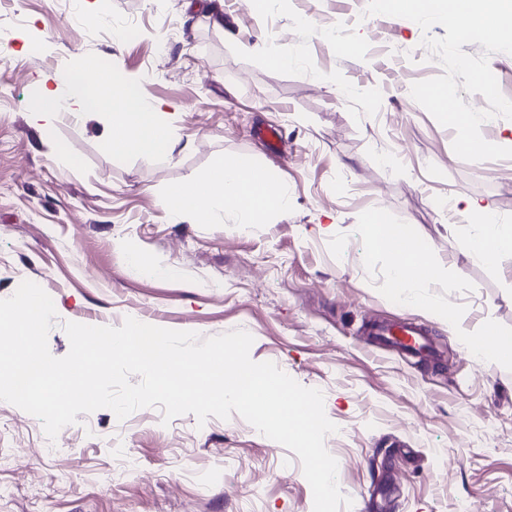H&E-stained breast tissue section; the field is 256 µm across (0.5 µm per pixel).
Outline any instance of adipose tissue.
Masks as SVG:
<instances>
[{"mask_svg": "<svg viewBox=\"0 0 512 512\" xmlns=\"http://www.w3.org/2000/svg\"><path fill=\"white\" fill-rule=\"evenodd\" d=\"M69 85L70 104L75 110L106 115L113 153L152 159L173 149L172 129L139 85L117 86L102 77L87 81L79 71L70 75ZM165 204L177 218L190 213L206 223L217 208L225 207L235 211L242 223L255 224L268 214L287 212L289 199L280 183L260 177L251 161L236 157L223 162L207 179L172 188ZM468 208L481 211L486 221L484 231L469 242L472 259L493 265L511 256L512 226L496 223L495 213L478 203H469ZM364 230L373 251L389 257L391 273L401 285L416 283L421 275L432 282L437 280L429 254L415 243L409 227L368 223Z\"/></svg>", "mask_w": 512, "mask_h": 512, "instance_id": "adipose-tissue-1", "label": "adipose tissue"}]
</instances>
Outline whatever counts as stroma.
I'll return each instance as SVG.
<instances>
[{"instance_id": "obj_1", "label": "stroma", "mask_w": 512, "mask_h": 512, "mask_svg": "<svg viewBox=\"0 0 512 512\" xmlns=\"http://www.w3.org/2000/svg\"><path fill=\"white\" fill-rule=\"evenodd\" d=\"M422 38L363 0H271L262 13L248 0H0V299L42 281L58 358L64 323L118 327L133 312L203 337L246 330L252 360L323 392L349 512H512V365L457 334L512 336V256L471 259L467 209L512 225V159H460L455 130L412 98L443 73ZM272 49L292 64L268 65ZM88 59L143 87L178 134L170 154L113 153L99 115L37 122L44 89L64 103ZM270 125L274 149L255 134ZM235 156L283 184L287 214L174 220L168 191ZM375 209L413 229L440 280H392L364 235ZM407 320L427 328L434 359L364 333ZM73 438L55 453L39 419L0 401V455L29 451L0 468V512H313L299 457L236 414L166 424L156 408L122 421L102 408ZM120 448L139 477L117 476Z\"/></svg>"}]
</instances>
